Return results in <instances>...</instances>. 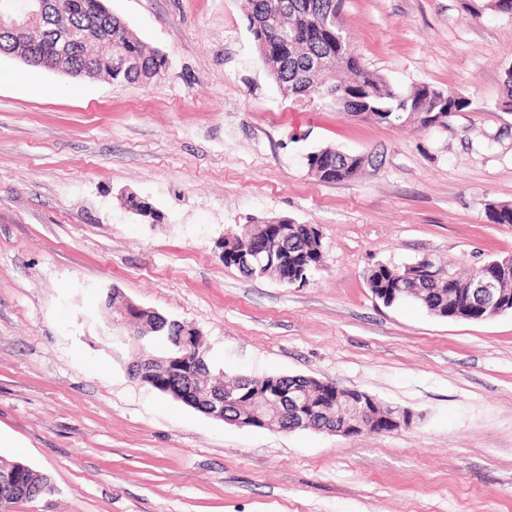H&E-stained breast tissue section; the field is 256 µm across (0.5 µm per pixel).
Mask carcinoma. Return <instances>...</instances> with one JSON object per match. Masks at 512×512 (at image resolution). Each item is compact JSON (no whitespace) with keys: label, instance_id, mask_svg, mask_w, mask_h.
<instances>
[{"label":"carcinoma","instance_id":"1","mask_svg":"<svg viewBox=\"0 0 512 512\" xmlns=\"http://www.w3.org/2000/svg\"><path fill=\"white\" fill-rule=\"evenodd\" d=\"M100 0H54L41 26L21 38L0 39V54H24L28 49L37 52L41 61L37 67L50 65L65 73L84 68L88 57H93L95 73H106L116 82L148 84L164 65V58L146 51L139 38L114 15L99 7ZM344 0H245V15L262 63L271 68V75L280 91L290 98H308L312 101L329 100L342 111L357 117L397 127L417 124L423 128L433 126L428 113L461 112L472 101L462 94L428 83L398 90L364 68L349 41L342 19L336 13ZM487 8L512 15V0H481L469 5L473 14ZM83 27L86 37L73 45L66 58L58 59V49L49 40L56 20ZM310 175L325 182H340L356 176L361 170L358 155L334 147H323L306 155ZM488 220L494 224H512V205L492 203L488 207ZM262 242L267 255L263 266L240 261L254 241ZM280 250L288 251L296 265L298 283L303 284L318 268L323 254L319 232L313 224H298L286 217H271L251 225L242 234L224 239V266L235 267L250 277L280 279L283 269L275 258ZM429 295L416 293L418 284L405 277L406 267L378 264L367 276L371 293L383 297L386 292L396 295L395 301L412 299L431 314L448 307L451 294H456L460 311L457 319L474 320L476 301L467 294L476 275H493L495 259L465 275L440 269L426 259L416 261ZM139 326L127 328V339L132 343L150 334L164 344V351L151 362L153 376L148 381L154 388L175 400L181 395L170 388L173 378L179 376V366L170 359L193 361L189 351L179 345V337L171 335L169 328H160V317L153 313L137 316ZM209 363H204L195 380V392L204 397L213 386L224 383V392L232 393L234 401L227 407L228 418L248 427L285 428L291 417L267 400L272 386L288 389L297 385L310 393L311 405L331 414L327 423L336 424L335 384L311 381L300 375H266L260 378L236 377L224 379L220 372L211 380ZM0 469L12 471V479L19 494L11 504L35 499L48 490L47 477L18 462L0 459Z\"/></svg>","mask_w":512,"mask_h":512}]
</instances>
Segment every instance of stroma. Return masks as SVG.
Masks as SVG:
<instances>
[{"label":"stroma","instance_id":"1","mask_svg":"<svg viewBox=\"0 0 512 512\" xmlns=\"http://www.w3.org/2000/svg\"><path fill=\"white\" fill-rule=\"evenodd\" d=\"M165 65L146 87L0 56V456L53 492L11 512H512V312L384 306L374 265L512 254V15L466 0H345L364 67L469 96L421 130L284 97L242 0H104ZM324 146L374 165L317 181ZM317 225L302 286L225 267L254 218ZM198 329L231 376L301 375L408 409L357 436L238 427L134 379L110 289Z\"/></svg>","mask_w":512,"mask_h":512}]
</instances>
